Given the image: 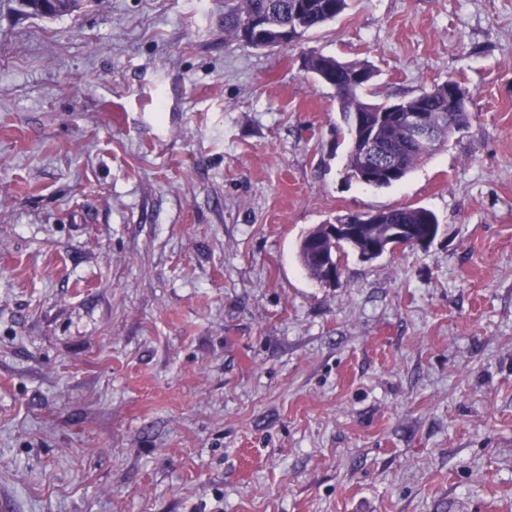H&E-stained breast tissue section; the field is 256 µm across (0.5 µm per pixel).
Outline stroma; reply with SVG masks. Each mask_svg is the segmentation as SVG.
Returning a JSON list of instances; mask_svg holds the SVG:
<instances>
[{
  "label": "stroma",
  "instance_id": "stroma-1",
  "mask_svg": "<svg viewBox=\"0 0 512 512\" xmlns=\"http://www.w3.org/2000/svg\"><path fill=\"white\" fill-rule=\"evenodd\" d=\"M227 0H0V512H512V0H349L286 47ZM468 122L350 178L309 54ZM432 210L311 279L302 234ZM17 2L19 6L30 10L35 15L40 14L53 16L74 11L79 3V0H18ZM43 2L48 3L49 13H43ZM444 84L448 85V105L447 110L443 112L449 113L452 124L448 127L447 115H438V118L441 119V122L438 121L436 132L438 139H441L439 147L444 146L450 137L468 122L470 112L468 107L470 99L468 91L458 84L454 78H448V81L444 82ZM381 215L385 218L383 223L391 226L384 237L374 238L368 243L367 252L362 258L364 262L374 261L397 250L423 246L430 243L438 233L433 226L426 235L411 237V230L405 224L414 229L416 234H423L431 220L438 224L435 213L422 206L396 207L381 211Z\"/></svg>",
  "mask_w": 512,
  "mask_h": 512
}]
</instances>
